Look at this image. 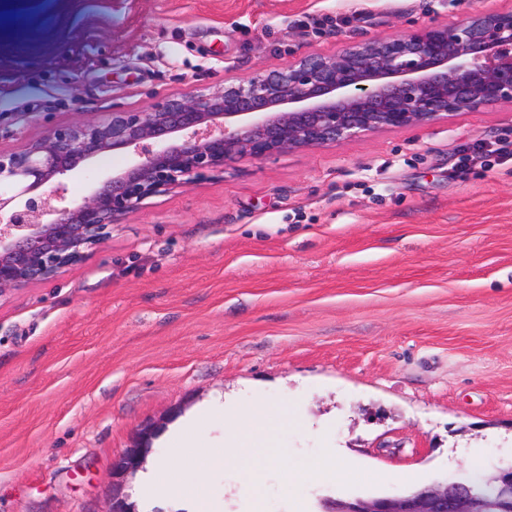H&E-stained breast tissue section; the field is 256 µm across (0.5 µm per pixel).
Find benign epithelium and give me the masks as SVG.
I'll return each instance as SVG.
<instances>
[{"instance_id":"benign-epithelium-1","label":"benign epithelium","mask_w":512,"mask_h":512,"mask_svg":"<svg viewBox=\"0 0 512 512\" xmlns=\"http://www.w3.org/2000/svg\"><path fill=\"white\" fill-rule=\"evenodd\" d=\"M502 102L512 103V9L378 37L216 92L165 97L145 112L56 128L21 152L0 154V296L79 262L144 199L238 158L336 145ZM116 150L133 155L129 166L92 172L95 158ZM67 179L88 182L85 195L68 198ZM150 451L139 443L113 461L109 512H133L124 487ZM332 512H512V477L492 504L446 481L409 497L338 501Z\"/></svg>"}]
</instances>
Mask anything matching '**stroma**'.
<instances>
[{"instance_id": "stroma-1", "label": "stroma", "mask_w": 512, "mask_h": 512, "mask_svg": "<svg viewBox=\"0 0 512 512\" xmlns=\"http://www.w3.org/2000/svg\"><path fill=\"white\" fill-rule=\"evenodd\" d=\"M512 0H18L0 20V152ZM512 103L228 163L151 196L53 278L0 297V512H108L112 461L226 399L305 421L264 512L512 466ZM352 481L292 483L326 450ZM246 512L242 475L200 477ZM468 150L469 154L463 159L466 164L484 167L492 160L498 165H503L508 162L512 163L511 140L476 141Z\"/></svg>"}]
</instances>
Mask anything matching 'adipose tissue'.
<instances>
[{
	"label": "adipose tissue",
	"instance_id": "adipose-tissue-1",
	"mask_svg": "<svg viewBox=\"0 0 512 512\" xmlns=\"http://www.w3.org/2000/svg\"><path fill=\"white\" fill-rule=\"evenodd\" d=\"M235 415L241 425L225 435L223 447L200 449L192 459L190 470L176 476L164 465H157L141 476L144 492L176 493L192 500L195 512H212L210 498L203 492L198 474L234 466L248 483L257 484L260 470L278 462L283 453L270 430L271 406L258 400L236 410Z\"/></svg>",
	"mask_w": 512,
	"mask_h": 512
}]
</instances>
